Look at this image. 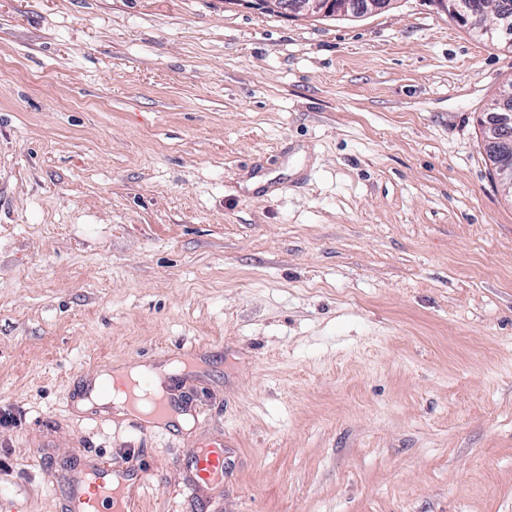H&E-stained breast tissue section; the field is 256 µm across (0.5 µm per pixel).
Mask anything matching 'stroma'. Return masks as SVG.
<instances>
[{"label":"stroma","instance_id":"35a3bbf8","mask_svg":"<svg viewBox=\"0 0 512 512\" xmlns=\"http://www.w3.org/2000/svg\"><path fill=\"white\" fill-rule=\"evenodd\" d=\"M511 88L438 0H0V512L95 456L144 512H512ZM184 351L188 425L79 408ZM271 3L284 8H294L308 15H325L338 13L336 16L360 17L362 13L339 15V13L363 11L372 13L389 6L390 0H270ZM326 16V17H336ZM511 103L505 102L502 106L504 112L499 113V123L491 124L486 131V147H494L496 150L511 147V142L507 141V135L512 131V110ZM498 126V127H497ZM497 129L495 130V128ZM195 455L191 480L198 486H219L224 481V444H201Z\"/></svg>","mask_w":512,"mask_h":512}]
</instances>
